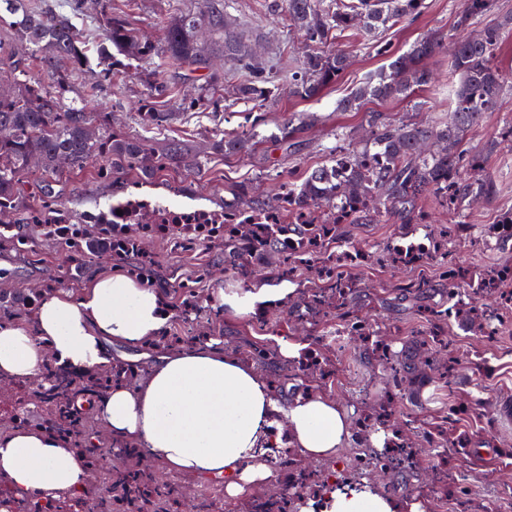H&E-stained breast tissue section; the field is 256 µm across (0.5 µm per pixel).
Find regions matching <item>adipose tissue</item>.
Segmentation results:
<instances>
[{
	"instance_id": "obj_1",
	"label": "adipose tissue",
	"mask_w": 512,
	"mask_h": 512,
	"mask_svg": "<svg viewBox=\"0 0 512 512\" xmlns=\"http://www.w3.org/2000/svg\"><path fill=\"white\" fill-rule=\"evenodd\" d=\"M288 283L228 288L226 313L248 317L284 303ZM168 316L161 293L122 274L92 276L88 291L41 295L35 326H0V379L34 378L45 356L87 369L107 364L106 347L133 349L142 364L135 388L117 386L96 404L101 435L135 442L143 458L169 472L220 476L234 497L271 473L257 454L269 432L298 448L304 459L332 460L351 440L348 412L324 396L279 403L253 365L209 342L179 352L151 354L147 339L162 335ZM0 476L16 493L57 498L82 492L85 467L72 446L44 430L13 428L0 437ZM320 512H421L417 503L394 498L363 479L337 483L322 498Z\"/></svg>"
}]
</instances>
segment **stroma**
I'll return each instance as SVG.
<instances>
[{
    "instance_id": "1",
    "label": "stroma",
    "mask_w": 512,
    "mask_h": 512,
    "mask_svg": "<svg viewBox=\"0 0 512 512\" xmlns=\"http://www.w3.org/2000/svg\"><path fill=\"white\" fill-rule=\"evenodd\" d=\"M267 0H226V31L241 39L247 50L273 76L276 86L265 101L257 104L235 100L233 89L246 79L232 55L213 45L208 36H200V48L211 55L217 70L219 92H212L204 76L187 77L172 67L162 40L160 22L180 14L199 18L208 15L217 0H79V24L89 41H99L106 14L126 17L132 27L153 45L151 61L117 56L111 65L94 68L92 72L75 73L72 82L75 94L94 92L96 108L107 113L114 132L143 135L159 140H184L204 145L222 131L239 128L243 115L258 112L263 116L259 127L264 139L254 155L224 157L208 155L202 175L184 171H166L150 184L139 182L136 175H123L113 183L111 175L99 174L94 167L71 174L65 183L62 201L82 221L98 216L107 209L113 196L121 199L162 203L168 209L186 212L218 211L224 198V187L231 183L257 184L269 188L271 171L284 176L299 177L327 158V147L336 143V131L352 130L356 141L366 140L363 116L381 111L397 121L432 125L448 119L453 79L449 74L447 42L453 32L458 13L467 7V0H424L425 9L414 23L405 22L381 30L378 41L391 49L404 52L425 38L441 41V48L425 64L436 76L435 83L421 88L412 98L385 103L364 100L360 107L348 112L337 109L338 102L351 90L378 72L387 62L364 38L349 41H328L327 54L344 50L348 55L342 77L331 83L316 99H302L289 87L291 73L299 67L306 52L305 44L287 15L271 16ZM163 73L174 95L165 100L151 97L152 73ZM173 113V120L161 126L147 125L140 116L145 103ZM291 116L311 118L300 149L293 154L270 142L269 136L278 125ZM512 119V90L506 91L494 112L472 128L466 136L470 151H480L488 143L496 149L489 166L500 176L501 190L489 205L477 204L460 216L459 221L471 225L467 238L448 243V262L478 269H495L512 260V249L501 250L488 244L485 231L512 212V137L503 135L505 119ZM411 240L392 217H383L377 224L351 225L347 248L404 245ZM145 250L154 263L168 272L174 281H185L195 275L200 264H211L210 287L257 288L276 284L271 270L257 276L241 278L224 268L220 247L197 243L190 250L177 244L176 235L152 236L145 241ZM0 269L6 270V285L24 288L43 280L68 282L70 274L62 261L52 254L23 257L16 253H0ZM438 261L430 260L410 267L371 263L354 271L360 287L358 307L374 320L382 340L401 349L403 343L422 339L426 322L413 310L402 308L397 284L408 280H437ZM309 323L297 318L283 319L266 310L254 316L224 318V350L235 354L238 347L255 340L272 344L290 340L306 342ZM448 351L456 359V373L451 389L441 391L436 399L415 403L401 397L394 402L395 416L402 422L433 419L456 406L451 425L465 433L469 444L441 453L427 443L422 431L409 432L412 451L421 468L417 477L395 470L389 473L366 471L389 494L419 502L424 512H455L457 486H466L467 512H512V413H503L501 406L512 401V323L501 325L495 335H483L477 327L458 321L448 325ZM336 376L326 395L345 409L363 402L383 399L389 386V373L384 364L365 352L363 343H349L334 359ZM441 487L439 496H421V487Z\"/></svg>"
}]
</instances>
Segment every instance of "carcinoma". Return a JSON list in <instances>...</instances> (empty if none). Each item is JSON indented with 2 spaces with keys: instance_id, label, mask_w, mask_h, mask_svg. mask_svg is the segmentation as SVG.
<instances>
[{
  "instance_id": "carcinoma-1",
  "label": "carcinoma",
  "mask_w": 512,
  "mask_h": 512,
  "mask_svg": "<svg viewBox=\"0 0 512 512\" xmlns=\"http://www.w3.org/2000/svg\"><path fill=\"white\" fill-rule=\"evenodd\" d=\"M424 0H273L271 12L288 14L298 28L308 53L301 72L293 78L292 93L303 99L321 96L345 70L344 51L334 56L321 52L330 33L340 36L357 27L373 37L379 28L403 20L415 19ZM494 0H469L454 23L450 40L452 73L459 76L453 90L448 121L436 126L396 125L387 114L367 112L364 123L370 136L359 146H334L325 163L308 170L298 179L274 185L269 195L255 185H232L224 188V208H232L253 217H262L276 208L280 195L288 194L299 210H309L316 224H142L133 229L127 224H112V212L101 213L92 224L73 223L61 209V192L66 174L82 170L90 163L101 171L131 172L143 183H151L159 172L170 168L199 171L204 167L202 151L194 146L169 143L157 149L145 138L120 135L110 129L106 114L90 109L86 102L69 98V74L91 69L89 49L73 17L49 5L35 13L25 0H0V22H9L17 39L27 47L21 57L0 56V68L15 74L13 90H0V214L13 218L0 224V252H35L44 245L54 247L66 263L74 281L88 272L91 259L105 255L112 265L127 268L130 274L154 282L161 272L142 251L146 236L188 230L199 242H213L224 247V266L246 277L259 266L273 264L280 280L292 281L302 267L316 270L323 265L321 253L303 259L288 253L292 240L315 237L323 232L322 222L345 204L352 206L348 223L370 224L381 211L394 214L399 223L416 232L429 225L418 224L425 199L432 195L446 201L448 211L461 216L472 205L492 202L499 192L498 181L486 167V157L494 144L486 146L485 156L465 148L467 133L493 111L500 97L512 89V77L498 65V52L505 32L512 31V16L484 26L479 34L469 29L491 11ZM206 26L210 40L224 46V10L214 7L202 22L194 16L176 17L162 26L163 42L169 59L190 73L211 72V59L197 48L198 28ZM439 47L433 40L415 43L412 48L390 57L388 65L355 88L337 104L343 112L357 108L366 98L391 101L412 97L430 82L429 71L422 61ZM125 55L144 56L150 46L142 43L136 29L118 18L106 17L101 42L96 46L97 60L112 59V50ZM238 65L249 72V81L236 87L239 100L260 102L269 93V76L255 66L252 55L238 56ZM306 122L290 117L278 127L275 142L289 149L301 143ZM255 130L219 133L211 149L226 157L250 154L257 145ZM383 155L385 164L369 168L365 156ZM37 165L42 176L27 191L22 187L20 172ZM207 275L206 266L198 269L196 280L179 282L162 293L169 298L166 312L173 323H195L201 331L181 335L165 330L147 341L148 348L168 351L224 341V330L214 324L221 321L212 308L211 298L197 283ZM428 284L409 281L398 285L400 299L416 302ZM357 280L348 274L331 285L316 277L315 286L301 292L300 302L288 307L292 314L300 310L324 311L332 329L313 323L312 348L304 352L305 360L291 363L272 382L274 396L288 399V385L300 380L305 393L326 390L321 365L332 362L336 347L367 338L374 324L361 318L354 308L353 295ZM491 289L485 287L463 299L448 287V307L429 309L432 330L429 341L417 340L404 356L385 347L384 357L391 371L394 388L406 391L412 399L420 398L427 387L440 390L454 378L453 366L440 370L436 355L448 351V321L456 318L472 324L480 321L473 312ZM39 294H26L13 288H0V321L34 326ZM275 348L263 341L253 342L241 351V358L268 365ZM141 365L121 356L112 357L107 365L74 370L48 355L37 377L12 383L17 404L11 420L18 426L44 429L67 439L81 457L88 473L86 488L74 496L57 499L14 493L0 479V510L6 512H182L185 498L182 478L160 477L161 467L139 461V448L133 443L108 441L94 445L91 434L95 418L91 405L116 385L132 386ZM425 423L427 441L437 447L453 445L448 432L449 416ZM353 437L361 447L356 466L345 480L353 481L369 467L414 470L418 462L405 452L409 447L406 430L386 408L371 404L354 407ZM382 428L386 437L382 451L372 447L370 435ZM262 449L275 479L281 484L272 495H257L247 502L245 512H301L308 505L307 493L318 499L330 488L332 474L325 468L303 462L297 449L280 445L270 437Z\"/></svg>"
}]
</instances>
